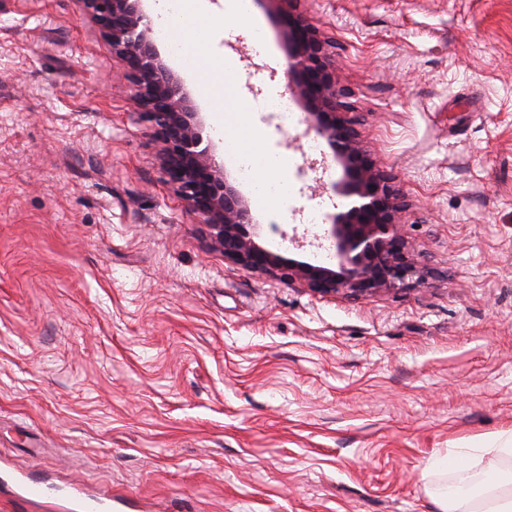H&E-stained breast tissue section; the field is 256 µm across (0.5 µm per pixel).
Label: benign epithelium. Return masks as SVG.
I'll return each instance as SVG.
<instances>
[{"instance_id": "1", "label": "benign epithelium", "mask_w": 512, "mask_h": 512, "mask_svg": "<svg viewBox=\"0 0 512 512\" xmlns=\"http://www.w3.org/2000/svg\"><path fill=\"white\" fill-rule=\"evenodd\" d=\"M261 2L281 17L288 85L302 104L305 122L327 141L343 170L340 191L350 207L333 216L325 235L336 257L333 268L286 259L254 240L259 221L229 181L224 161L204 140L199 113L182 82L160 58L154 21L142 0H77V6L100 26L127 71L142 116L161 140L165 182L198 215L210 247L224 259L321 294L362 297L413 277L423 280L424 270L401 233L400 191L360 148L346 117L353 103L336 81L330 43L296 13L298 0Z\"/></svg>"}]
</instances>
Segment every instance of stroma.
<instances>
[{"label":"stroma","mask_w":512,"mask_h":512,"mask_svg":"<svg viewBox=\"0 0 512 512\" xmlns=\"http://www.w3.org/2000/svg\"><path fill=\"white\" fill-rule=\"evenodd\" d=\"M207 20L161 58L202 134L286 90L281 21ZM336 44L360 147L394 176L423 282L325 295L225 261L75 0H0V512H437L448 449L512 437V0H302ZM203 60L199 77L185 53ZM258 243L329 264L342 169L293 104ZM39 482L16 498L12 475Z\"/></svg>","instance_id":"35a3bbf8"}]
</instances>
